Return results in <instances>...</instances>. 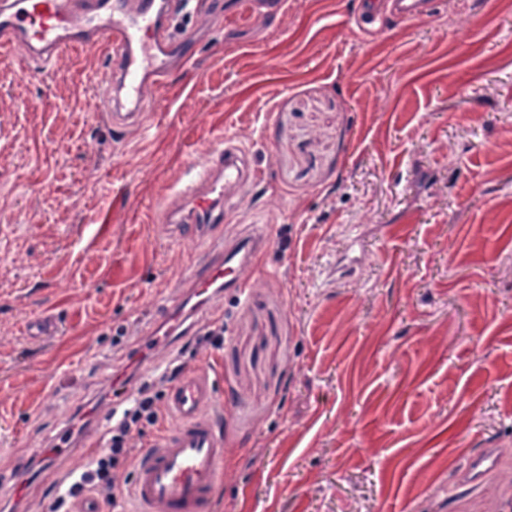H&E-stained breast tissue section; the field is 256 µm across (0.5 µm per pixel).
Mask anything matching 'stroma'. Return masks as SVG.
Wrapping results in <instances>:
<instances>
[{
  "mask_svg": "<svg viewBox=\"0 0 512 512\" xmlns=\"http://www.w3.org/2000/svg\"><path fill=\"white\" fill-rule=\"evenodd\" d=\"M358 0H289L197 34L193 68L114 133L103 49L0 64V512H47L36 451L159 374L135 358L202 255L165 222L187 167L225 138L259 172L220 230L272 246L218 297L208 362L224 481L209 512H512V0H436L361 35ZM470 17L459 27L457 16ZM57 325L29 335L27 322ZM504 455L479 485L467 458Z\"/></svg>",
  "mask_w": 512,
  "mask_h": 512,
  "instance_id": "1",
  "label": "stroma"
}]
</instances>
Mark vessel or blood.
Wrapping results in <instances>:
<instances>
[{"label":"vessel or blood","mask_w":512,"mask_h":512,"mask_svg":"<svg viewBox=\"0 0 512 512\" xmlns=\"http://www.w3.org/2000/svg\"><path fill=\"white\" fill-rule=\"evenodd\" d=\"M285 5L286 0H232L230 8L273 18ZM189 6L198 14L215 13L213 0H0V50L19 51L45 66L74 48H103L107 67L97 89L108 104L109 124L118 132L144 122L145 88L162 86L172 71L189 64L193 51L175 30ZM433 7L434 0H361L359 14L369 23L385 15L411 21L429 16ZM256 176L246 153L230 142L192 166L178 190L183 206L169 210L167 221L175 227L190 225L205 247V258L174 279L175 302L147 332L145 352L163 354L174 337L206 331L215 298H246L237 271L254 263L268 240L247 234L229 243L217 238L215 229L239 205L233 187ZM214 400L209 368L184 367L166 393L172 422L146 446L135 468L132 512H209L224 477V432L212 411ZM107 421L95 412L81 431L62 429L41 459L50 463L77 448L99 447ZM497 456L493 448L473 455L467 483H481Z\"/></svg>","instance_id":"b4317fda"}]
</instances>
